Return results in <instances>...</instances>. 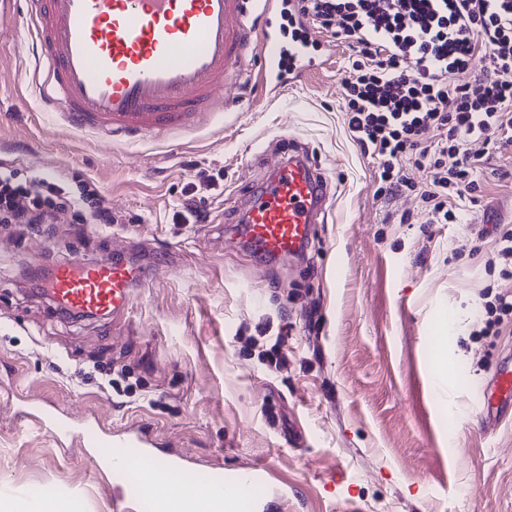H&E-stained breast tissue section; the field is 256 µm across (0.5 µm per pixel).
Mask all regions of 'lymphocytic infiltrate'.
<instances>
[{"mask_svg": "<svg viewBox=\"0 0 512 512\" xmlns=\"http://www.w3.org/2000/svg\"><path fill=\"white\" fill-rule=\"evenodd\" d=\"M293 16L355 49L342 82L345 124L378 158L385 192L407 186V164L430 169L420 193L430 221H456L452 200L480 189L471 142L512 146V0H297ZM469 69L474 83L449 84L450 73ZM68 213L116 221L93 183L75 197L58 179L18 181L0 162V223L55 224Z\"/></svg>", "mask_w": 512, "mask_h": 512, "instance_id": "f902f5d3", "label": "lymphocytic infiltrate"}]
</instances>
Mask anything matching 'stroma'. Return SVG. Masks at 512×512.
Returning <instances> with one entry per match:
<instances>
[{
  "instance_id": "35a3bbf8",
  "label": "stroma",
  "mask_w": 512,
  "mask_h": 512,
  "mask_svg": "<svg viewBox=\"0 0 512 512\" xmlns=\"http://www.w3.org/2000/svg\"><path fill=\"white\" fill-rule=\"evenodd\" d=\"M321 37L332 56L279 94L234 86L199 126L112 140L42 111L28 31L0 42V159L74 193L94 183L119 219L0 223V491L116 512L117 485L140 482L60 433L50 403L73 424L144 432L197 485L259 468L258 512H512V420L488 437L476 408L512 358V316L478 333L482 292L512 291L489 264L512 230V151L490 156L454 223H429L416 193L379 195L378 161L344 123L352 51ZM291 150L313 158L332 200L304 260L258 266L228 225ZM189 196L205 222L178 219ZM128 248L151 277L123 317L72 318L29 290L34 268ZM276 344L278 369L262 355ZM124 369L130 395L111 385Z\"/></svg>"
}]
</instances>
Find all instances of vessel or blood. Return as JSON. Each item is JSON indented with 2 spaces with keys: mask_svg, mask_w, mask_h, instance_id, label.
<instances>
[{
  "mask_svg": "<svg viewBox=\"0 0 512 512\" xmlns=\"http://www.w3.org/2000/svg\"><path fill=\"white\" fill-rule=\"evenodd\" d=\"M9 4L0 0V39L29 31L43 108L70 128L107 138L197 126L227 84L248 78L284 88V69L313 67L323 48L313 31L289 41L275 31L285 0H26L19 18ZM329 201L308 157L288 155L252 194L241 237L264 262L298 259ZM146 282L145 269L116 252L105 265L76 257L58 266L46 293L59 309L116 317ZM476 406L490 428L512 414V367L481 389ZM78 434L100 460L113 448H137L139 466H155L146 452L151 442L139 433L108 439L84 427Z\"/></svg>",
  "mask_w": 512,
  "mask_h": 512,
  "instance_id": "1",
  "label": "vessel or blood"
}]
</instances>
